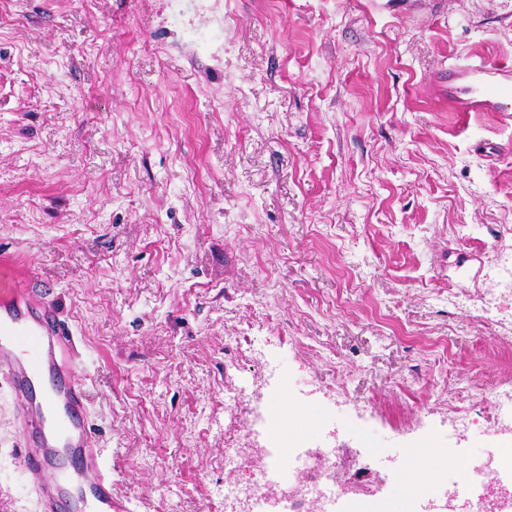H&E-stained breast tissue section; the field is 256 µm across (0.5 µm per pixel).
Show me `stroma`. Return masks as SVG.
<instances>
[{"instance_id":"obj_1","label":"stroma","mask_w":512,"mask_h":512,"mask_svg":"<svg viewBox=\"0 0 512 512\" xmlns=\"http://www.w3.org/2000/svg\"><path fill=\"white\" fill-rule=\"evenodd\" d=\"M0 0V278L71 326L115 512H224L236 386L305 380L366 512L418 437L449 475L512 423V116L448 111L512 0ZM0 391V512H39ZM471 421L449 431L456 414ZM495 261L498 264H508L507 268V277H504L503 285L504 288H497L498 297H494V301H484V307L482 308L485 311L486 315H491L494 309L497 310V300H501L506 297L512 298V246L503 245L496 254Z\"/></svg>"}]
</instances>
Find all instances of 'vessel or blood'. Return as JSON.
I'll return each instance as SVG.
<instances>
[{
	"instance_id": "1",
	"label": "vessel or blood",
	"mask_w": 512,
	"mask_h": 512,
	"mask_svg": "<svg viewBox=\"0 0 512 512\" xmlns=\"http://www.w3.org/2000/svg\"><path fill=\"white\" fill-rule=\"evenodd\" d=\"M444 81L453 112H512V58L449 62ZM77 346L55 307L24 283L0 287V390L16 399L15 430L22 467L42 512H112V469L74 376ZM79 470L60 476L65 454Z\"/></svg>"
}]
</instances>
